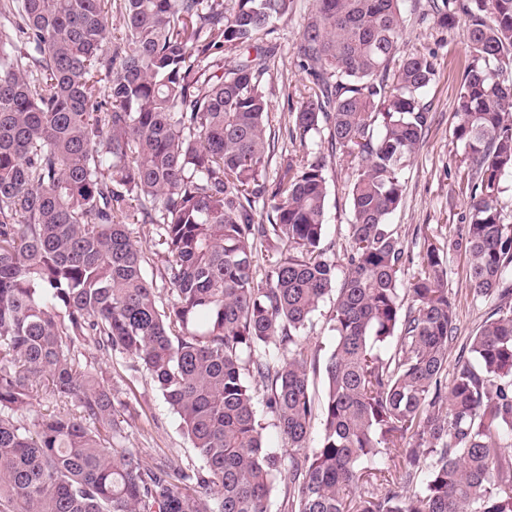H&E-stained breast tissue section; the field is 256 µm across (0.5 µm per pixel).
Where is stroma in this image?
Segmentation results:
<instances>
[{"instance_id":"35a3bbf8","label":"stroma","mask_w":512,"mask_h":512,"mask_svg":"<svg viewBox=\"0 0 512 512\" xmlns=\"http://www.w3.org/2000/svg\"><path fill=\"white\" fill-rule=\"evenodd\" d=\"M312 6L313 0H295L293 12L280 23L277 32L278 53L267 78V91L272 104L269 126L279 133L304 93L306 79L298 66L295 48ZM403 19L407 49L434 51L437 73L424 96L431 106L432 122L420 151L403 172L402 202L390 222L397 226L411 258L406 272H413L420 260L422 230H430L448 251V294L456 305L458 327L457 345L448 352L453 359L494 307L493 300L470 294L468 257L454 247L467 223V199L457 179L459 169L465 165L466 149L454 134L457 93L469 63L465 27L460 24L445 31L432 20H420L413 0H405ZM326 178L328 198L322 244L328 256L340 263L346 252L347 226L352 220L345 162L329 160ZM95 364L111 376L112 386L119 393L117 418L124 447L139 450L151 467L169 460L186 465L197 463L178 416L147 376H135L127 360L118 355L96 354Z\"/></svg>"}]
</instances>
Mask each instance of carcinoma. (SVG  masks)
<instances>
[{"label": "carcinoma", "instance_id": "1", "mask_svg": "<svg viewBox=\"0 0 512 512\" xmlns=\"http://www.w3.org/2000/svg\"><path fill=\"white\" fill-rule=\"evenodd\" d=\"M403 2L315 0L285 128L299 151L272 175L266 81L294 0H0V512H270L277 478L280 512H512V0L421 13L445 30L465 17L464 250L472 295L498 299L451 373L444 245L423 234L404 287L389 224L436 76L433 53L404 50ZM336 156L341 279L322 247ZM135 224L154 226L153 278ZM330 295L312 448L304 332ZM94 351L148 375L199 464L153 470L122 446L112 383L81 361ZM251 376L282 453L263 444ZM328 198L325 215V234L322 245L328 256L337 262L341 278L346 271L344 254L347 245V224L351 223L352 211L348 198L349 170L338 158L328 159L326 167Z\"/></svg>", "mask_w": 512, "mask_h": 512}]
</instances>
